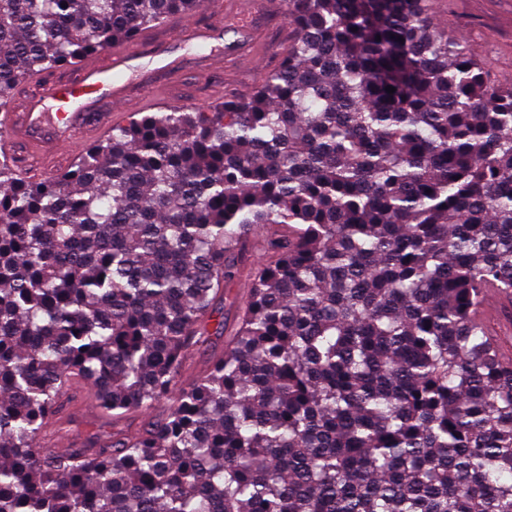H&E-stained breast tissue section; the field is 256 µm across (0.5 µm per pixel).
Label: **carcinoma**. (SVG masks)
Listing matches in <instances>:
<instances>
[{
    "label": "carcinoma",
    "mask_w": 512,
    "mask_h": 512,
    "mask_svg": "<svg viewBox=\"0 0 512 512\" xmlns=\"http://www.w3.org/2000/svg\"><path fill=\"white\" fill-rule=\"evenodd\" d=\"M281 2L295 36L247 92L52 179L0 159V512H512V361L477 317L512 294V86L431 0ZM203 3L0 0V110ZM76 382L112 433L49 459ZM264 260L263 252L251 244L245 259L237 266L238 270L234 279V288L239 294L243 295L247 291V288H240V284L246 283L248 285L251 268L261 264ZM223 354V340H213V342L208 345L197 346L190 349L187 353L181 373L182 383L187 384L196 379Z\"/></svg>",
    "instance_id": "obj_1"
}]
</instances>
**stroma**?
<instances>
[{"label":"stroma","instance_id":"1","mask_svg":"<svg viewBox=\"0 0 512 512\" xmlns=\"http://www.w3.org/2000/svg\"><path fill=\"white\" fill-rule=\"evenodd\" d=\"M256 38L250 51L225 53L221 68L209 65L211 48L195 42L182 43L174 55L172 70L149 69L147 74L128 80L131 105L163 87L192 108L244 92L256 84L264 70L256 65L258 56L267 64L278 63L288 50L293 30L278 0H246ZM433 17L442 29L464 38L478 54L496 81L512 84V0H433ZM112 420L99 411L93 397L81 392L69 421L60 434L67 445L78 446L97 429L111 427Z\"/></svg>","mask_w":512,"mask_h":512}]
</instances>
